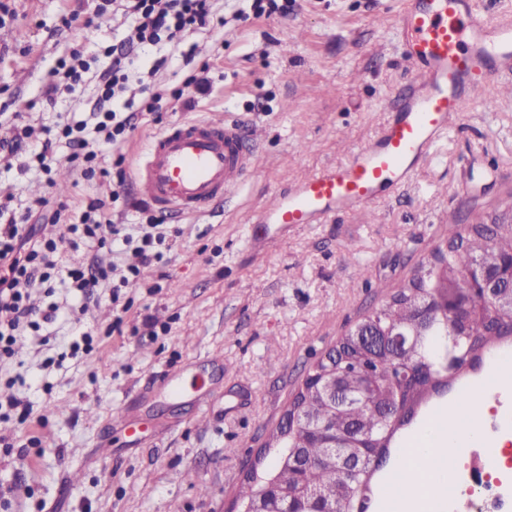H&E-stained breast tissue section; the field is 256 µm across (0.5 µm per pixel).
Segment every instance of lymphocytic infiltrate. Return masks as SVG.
Listing matches in <instances>:
<instances>
[{"label": "lymphocytic infiltrate", "mask_w": 512, "mask_h": 512, "mask_svg": "<svg viewBox=\"0 0 512 512\" xmlns=\"http://www.w3.org/2000/svg\"><path fill=\"white\" fill-rule=\"evenodd\" d=\"M214 0H112V10L132 26L125 40L106 48L110 64L101 73L103 94L93 121L57 118L44 128L43 138L33 136L31 125L12 124L0 134V168L24 174L32 170L52 175L59 163L85 178L96 173L98 150L103 144H122L135 130L136 112H155L163 98L180 100L186 92H205L206 81L197 72L188 73L169 91L140 82L138 99L127 96L136 49L161 43L180 45L190 33L209 26L215 17ZM113 202L90 199L78 223H68L66 207L43 196L33 200L23 214L10 202L0 201V364L14 360L18 337H34L38 345L50 342V328L59 307L51 300L56 289L73 288L90 293L110 281L119 287L136 285L140 270L130 266L117 271L115 265L99 261L66 265L60 260L64 247L103 248L107 241L134 245L143 263L160 259L166 239L161 222L136 225L127 233L125 225L113 223ZM63 226L59 236L40 235L38 223Z\"/></svg>", "instance_id": "f902f5d3"}]
</instances>
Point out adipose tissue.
<instances>
[{
	"label": "adipose tissue",
	"instance_id": "ef3b65f1",
	"mask_svg": "<svg viewBox=\"0 0 512 512\" xmlns=\"http://www.w3.org/2000/svg\"><path fill=\"white\" fill-rule=\"evenodd\" d=\"M482 392H475L468 406L449 405L441 414L422 422L405 441L400 466L412 471L416 480L409 494L400 498V512H423L425 495H438L446 488L447 477L439 456L468 443L478 447H499L498 439L487 437L483 429L465 418L466 411L482 412Z\"/></svg>",
	"mask_w": 512,
	"mask_h": 512
}]
</instances>
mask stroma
I'll list each match as a JSON object with an SVG mask.
<instances>
[{
    "label": "stroma",
    "instance_id": "stroma-1",
    "mask_svg": "<svg viewBox=\"0 0 512 512\" xmlns=\"http://www.w3.org/2000/svg\"><path fill=\"white\" fill-rule=\"evenodd\" d=\"M100 0H0V123L22 113L33 127L57 116L82 119L100 96L101 47L123 38L125 24L99 12ZM398 0H291L287 14L235 20L200 29L189 39L192 63L163 45L143 55L170 59L157 72L160 88L206 68L209 89L189 100L163 101L143 114L121 146H102L100 172L69 173L66 190L18 172H0V196H54L70 208L118 195L126 224L164 221L168 238L159 261L143 267V284L85 297L57 291L63 307L49 345L24 336L17 345L25 381L0 384V400L30 403L25 425L0 421V486L7 512H225L250 460L275 427L289 398L316 360L390 286L409 277L446 237L449 224L467 226L512 203V97L481 85L475 108L463 112L412 182L377 204L372 223L340 215L303 225L260 259L247 253L246 222L289 183L342 161L375 136L392 97L403 94L410 68L394 25ZM90 69L75 93L47 101L50 71L73 50ZM220 114L265 129L256 172L229 199L184 223L156 205L135 208L137 159L155 134L189 119ZM130 309L117 315L112 296ZM86 307L94 349L61 359L74 339L68 307ZM169 324L148 335L145 319ZM120 329H113V322ZM193 361L191 382L209 391L206 423L189 397L158 393L160 375ZM129 410L148 430L138 440L113 430ZM36 437L41 447L29 448ZM111 442L113 454L98 449Z\"/></svg>",
    "mask_w": 512,
    "mask_h": 512
}]
</instances>
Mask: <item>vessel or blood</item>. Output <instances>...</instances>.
<instances>
[{"label":"vessel or blood","instance_id":"1","mask_svg":"<svg viewBox=\"0 0 512 512\" xmlns=\"http://www.w3.org/2000/svg\"><path fill=\"white\" fill-rule=\"evenodd\" d=\"M395 24L412 67L409 87L371 140L278 193L249 219L248 253L260 258L304 224L364 217L409 183L472 101L478 85L512 76V20L475 0H401ZM261 130L223 118L178 123L156 134L135 178L138 195L182 216L208 212L259 163Z\"/></svg>","mask_w":512,"mask_h":512}]
</instances>
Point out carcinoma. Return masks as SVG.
I'll return each mask as SVG.
<instances>
[{"mask_svg":"<svg viewBox=\"0 0 512 512\" xmlns=\"http://www.w3.org/2000/svg\"><path fill=\"white\" fill-rule=\"evenodd\" d=\"M511 257L512 206L488 223L448 225V235L431 257L410 278L395 283L384 302L359 321L369 331H417L418 339L406 347L374 350L343 336L292 394L288 428L272 431L257 475L244 476L235 502L252 506L269 484L290 492L296 505L332 491L348 502L371 498V465L377 458L388 461L418 408L448 390L457 392V401L466 399L468 393L459 387L463 372L483 365L484 354L502 350L504 336L512 332V310L488 302L460 326L439 311L421 324V303L464 287L476 264L496 266ZM335 374L343 376L345 386L332 401L322 382ZM316 424L336 434V452L322 447L312 431ZM345 453L355 460L350 469L341 465Z\"/></svg>","mask_w":512,"mask_h":512,"instance_id":"1","label":"carcinoma"}]
</instances>
